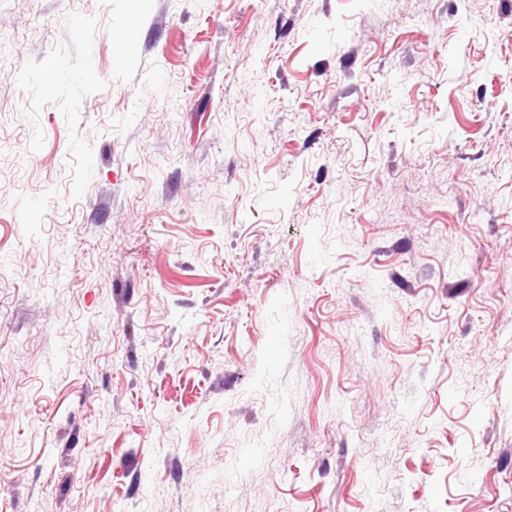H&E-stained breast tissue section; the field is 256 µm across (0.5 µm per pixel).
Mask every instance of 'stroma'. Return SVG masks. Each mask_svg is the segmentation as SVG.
Masks as SVG:
<instances>
[{"label": "stroma", "mask_w": 512, "mask_h": 512, "mask_svg": "<svg viewBox=\"0 0 512 512\" xmlns=\"http://www.w3.org/2000/svg\"><path fill=\"white\" fill-rule=\"evenodd\" d=\"M0 512H512V0H0Z\"/></svg>", "instance_id": "obj_1"}]
</instances>
